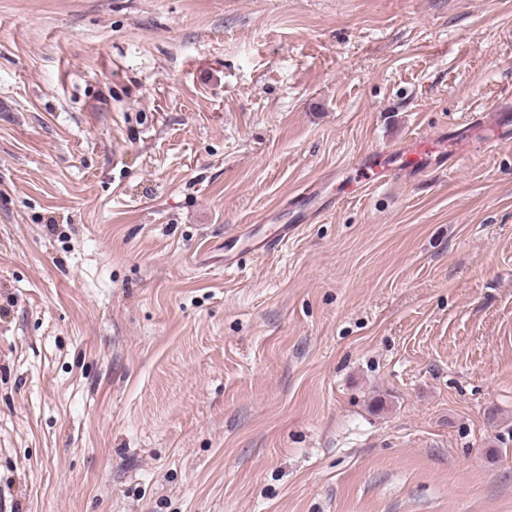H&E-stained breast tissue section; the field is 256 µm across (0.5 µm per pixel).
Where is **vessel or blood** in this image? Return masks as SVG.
Instances as JSON below:
<instances>
[{"label": "vessel or blood", "mask_w": 512, "mask_h": 512, "mask_svg": "<svg viewBox=\"0 0 512 512\" xmlns=\"http://www.w3.org/2000/svg\"><path fill=\"white\" fill-rule=\"evenodd\" d=\"M430 145V140L417 138L407 141L388 155H367L353 160L351 167L356 177L346 188V195H356L363 187L370 184L388 182L399 175L427 169L433 161ZM302 201L307 206L306 211L298 213L294 222L278 225L274 233H260L254 225L250 224L227 236L224 240L225 269L238 267L243 255L278 251L299 231L302 222L317 218L324 214L327 208L336 207L340 203L339 198L336 197L322 198L320 189L313 184L303 188Z\"/></svg>", "instance_id": "vessel-or-blood-1"}]
</instances>
